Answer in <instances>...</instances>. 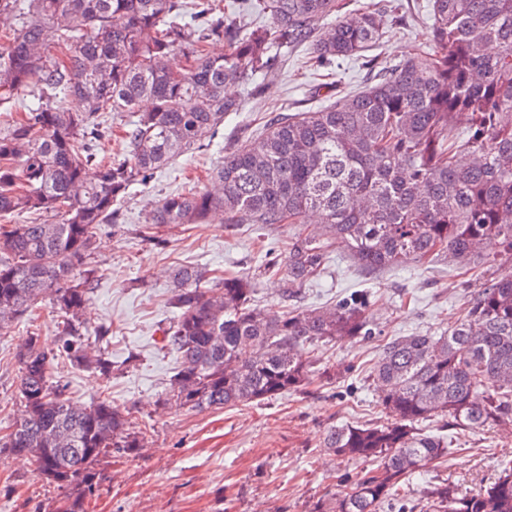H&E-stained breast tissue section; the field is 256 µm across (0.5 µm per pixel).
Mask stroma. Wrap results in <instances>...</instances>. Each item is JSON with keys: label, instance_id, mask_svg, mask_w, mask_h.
<instances>
[{"label": "stroma", "instance_id": "stroma-1", "mask_svg": "<svg viewBox=\"0 0 512 512\" xmlns=\"http://www.w3.org/2000/svg\"><path fill=\"white\" fill-rule=\"evenodd\" d=\"M403 23L389 24L375 56L386 62L426 49L428 0H409ZM276 70L261 92L239 88L240 112L225 119L212 147L177 158L150 182L135 186L118 206L116 223L97 232L99 268L83 310L86 343L104 349L112 363L108 378L65 364V394L80 404L102 399L131 412L144 431L137 455L113 454L111 476L89 499L87 512H313L336 493L340 475L364 470L366 462L326 452L325 430L341 422L376 423L384 418L369 371L384 344L410 334L435 335L463 311L469 290L490 273L512 270V255L465 269L438 258L425 265L364 275L347 251L333 248L321 275L303 284L298 304L314 309L353 296L370 303L373 336L341 340L315 355L335 365L336 378L246 406L204 412L173 410L164 401L179 359L164 342L174 319L168 300L171 270L197 266L253 277L260 307L283 306L288 281L265 264L286 254L299 232L317 224H231L223 213L206 223L145 234L146 217L166 196L188 191L225 152L258 136L272 112H302L324 103L321 76L306 64L308 49H274ZM61 319L50 301L0 332V435L22 414L16 397L17 352L31 336L56 347ZM512 459V430L488 426L465 432L447 457L410 476L418 491L448 484L472 491L493 477L502 458ZM61 492L38 478L26 458L0 453V512H53Z\"/></svg>", "mask_w": 512, "mask_h": 512}]
</instances>
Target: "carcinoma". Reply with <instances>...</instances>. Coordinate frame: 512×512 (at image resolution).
<instances>
[{"mask_svg": "<svg viewBox=\"0 0 512 512\" xmlns=\"http://www.w3.org/2000/svg\"><path fill=\"white\" fill-rule=\"evenodd\" d=\"M344 0H258L271 23L224 18L223 0L197 12L181 0H0L18 24L0 45V103L34 92L27 112L0 132V331L49 298L64 318L60 353L29 337L17 353L25 414L0 449L28 456L62 491L58 512H85L106 479L105 459L135 454L144 437L112 403H73L56 379L59 356L111 371L81 338L76 320L97 270V229L113 206L175 157L209 144L240 111L230 86L273 69L275 47H309L330 67L382 41L387 11L351 19ZM431 53L378 66L362 91L276 116L265 132L224 154L209 185L164 198L147 229L201 224L222 210L231 224H302L322 233L288 243L286 297L317 277L342 245L370 272L439 255L466 267L512 252V0H431ZM223 38L209 56L192 44ZM73 97L71 111L59 97ZM105 112H130L121 159L99 161L91 141ZM35 213L42 221L6 224ZM165 332L179 367L167 401L205 411L296 392L328 368L304 357L319 345L372 335L361 298L308 310L260 309L252 276L209 282L197 267L171 272ZM385 420L341 423L322 447L377 467L346 479L314 512H380L404 501L405 481L448 455L452 436L422 432L439 417L459 430L512 426V272L471 291L440 336L397 337L370 371ZM426 512H512V461L472 492L429 489Z\"/></svg>", "mask_w": 512, "mask_h": 512, "instance_id": "carcinoma-1", "label": "carcinoma"}]
</instances>
